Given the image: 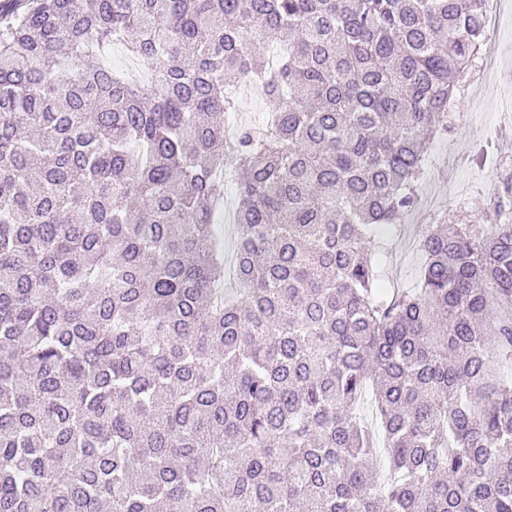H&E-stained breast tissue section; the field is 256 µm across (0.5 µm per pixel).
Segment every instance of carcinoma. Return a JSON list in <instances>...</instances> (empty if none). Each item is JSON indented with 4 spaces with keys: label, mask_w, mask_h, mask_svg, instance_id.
I'll return each instance as SVG.
<instances>
[{
    "label": "carcinoma",
    "mask_w": 512,
    "mask_h": 512,
    "mask_svg": "<svg viewBox=\"0 0 512 512\" xmlns=\"http://www.w3.org/2000/svg\"><path fill=\"white\" fill-rule=\"evenodd\" d=\"M486 2L0 0V512H512V172L375 250ZM109 61L112 64V69L117 71L122 70L133 76L141 85L150 86L151 71L129 56L122 45L112 47V54ZM253 86V85H252ZM238 115L243 125H258L272 109V103L264 96L262 90L253 86L250 94L238 95ZM235 186L228 184L224 193V216L216 219V224H224V259L229 261L235 248V235L233 232V214L236 206ZM232 213V222L230 214Z\"/></svg>",
    "instance_id": "1"
}]
</instances>
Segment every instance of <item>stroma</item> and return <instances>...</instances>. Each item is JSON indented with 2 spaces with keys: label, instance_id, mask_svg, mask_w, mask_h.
I'll list each match as a JSON object with an SVG mask.
<instances>
[{
  "label": "stroma",
  "instance_id": "stroma-1",
  "mask_svg": "<svg viewBox=\"0 0 512 512\" xmlns=\"http://www.w3.org/2000/svg\"><path fill=\"white\" fill-rule=\"evenodd\" d=\"M490 39L498 47L501 64L497 89L482 92L485 77L479 62H472L455 89L450 107L452 128L430 152L419 190V209L401 215L397 230L381 240L386 254L383 272L395 283H411L422 265L420 241L429 225L459 209L478 223L495 221L487 205L496 191L495 170L490 160L478 167L468 157L484 149L491 159L512 149L502 129V114L512 106V23H497L490 30Z\"/></svg>",
  "mask_w": 512,
  "mask_h": 512
}]
</instances>
